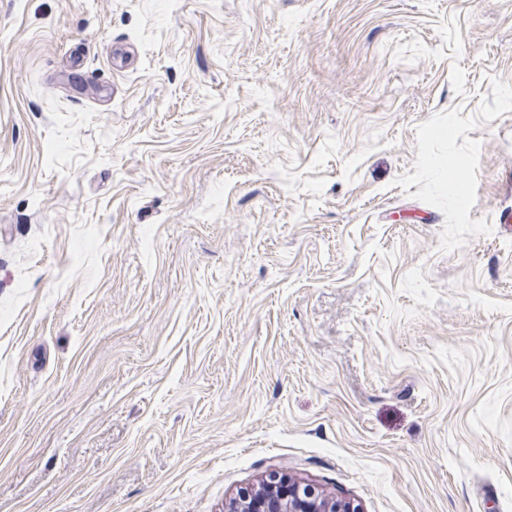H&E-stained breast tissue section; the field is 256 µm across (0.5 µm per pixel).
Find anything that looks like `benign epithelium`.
I'll return each mask as SVG.
<instances>
[{
  "mask_svg": "<svg viewBox=\"0 0 512 512\" xmlns=\"http://www.w3.org/2000/svg\"><path fill=\"white\" fill-rule=\"evenodd\" d=\"M225 512H361L351 500L326 499L311 484L273 471L255 489L231 499Z\"/></svg>",
  "mask_w": 512,
  "mask_h": 512,
  "instance_id": "benign-epithelium-1",
  "label": "benign epithelium"
}]
</instances>
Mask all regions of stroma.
<instances>
[{
	"label": "stroma",
	"instance_id": "obj_1",
	"mask_svg": "<svg viewBox=\"0 0 512 512\" xmlns=\"http://www.w3.org/2000/svg\"><path fill=\"white\" fill-rule=\"evenodd\" d=\"M512 0H0V512H512ZM225 512H362L351 500L326 499L311 484L273 471L255 489L242 491Z\"/></svg>",
	"mask_w": 512,
	"mask_h": 512
}]
</instances>
